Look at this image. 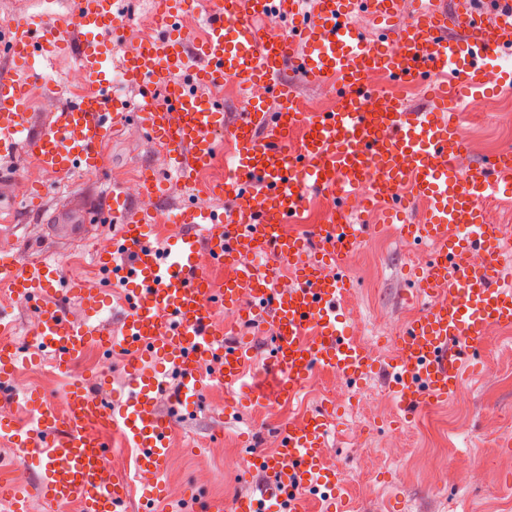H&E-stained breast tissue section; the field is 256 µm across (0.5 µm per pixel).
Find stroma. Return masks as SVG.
Masks as SVG:
<instances>
[{
	"label": "stroma",
	"mask_w": 512,
	"mask_h": 512,
	"mask_svg": "<svg viewBox=\"0 0 512 512\" xmlns=\"http://www.w3.org/2000/svg\"><path fill=\"white\" fill-rule=\"evenodd\" d=\"M68 12L67 0H0V23L19 22L35 14L62 18ZM75 62L74 56L64 54L40 64L33 72H20L37 120L48 119L52 109L64 101L78 99L79 93L73 88L57 94L44 81L49 73L66 74ZM102 151L107 167L103 175L93 177L81 171L66 179L46 175L23 151L0 159V183L14 191L13 223L0 228V255L56 262L63 279L62 305L77 314L82 311L77 288L101 280L94 251L97 238L118 237L122 228L117 224H95L88 228L86 239L63 240L52 228L55 210L88 184H95L100 190L114 182L124 184L148 165L164 179V195L157 207L165 220L152 225L147 238L169 244L177 229L174 218L184 201V189L176 178L168 176L162 151L142 131L126 128L107 141ZM32 180L38 181L43 190L42 206L36 211L25 208L27 185ZM421 207L419 200H408L403 219L377 224L362 244L372 254L375 268L364 271L356 280L352 301L368 318L381 315L398 321L407 309L420 312L426 306L425 301L406 298L409 288L426 275L427 269L412 263L413 248L399 233L402 222L417 219ZM223 317V309H214L215 323L224 324ZM224 326L225 342L238 343L252 351L246 367L247 383L257 390L270 391L275 376L264 368L271 349L267 329L261 321L242 317ZM494 358L500 360L506 380L491 388L480 375ZM54 360L52 353L40 351L28 366L35 375L34 392L51 402L59 401L71 380L68 372L55 367ZM111 364V369L91 374L87 380L92 390L109 401L126 397L131 389L127 355L113 353ZM471 365L472 375L460 395L468 406L464 420L453 419L452 408L447 405L422 412L412 425L400 428L394 421L397 406L391 401L360 438L352 431L349 401L334 402L329 398L336 379L328 375L326 368H315L318 386L300 388L292 401H266L255 412L237 418L225 415V393L216 383H209L197 400L180 407L177 413L169 445L185 449L184 463L166 468L161 481L192 490L194 512H204V501L210 497L229 504L244 496L261 498L272 475L259 471L246 479L225 472V453L240 459L254 454L274 455L277 431L290 417L324 410L333 418L326 438L324 469L339 475L355 471L354 451L358 448L366 451L373 464L364 483L338 484L337 491L345 497L349 512H501V504H512V336L503 340L496 353L475 349ZM492 414L501 418L500 429H490L488 417ZM396 432L403 434L405 447L387 449L386 440ZM466 463L486 466L489 486L464 482L461 467Z\"/></svg>",
	"instance_id": "stroma-1"
}]
</instances>
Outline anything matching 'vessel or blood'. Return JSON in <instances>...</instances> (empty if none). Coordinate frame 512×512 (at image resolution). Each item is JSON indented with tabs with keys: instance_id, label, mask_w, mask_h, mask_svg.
Wrapping results in <instances>:
<instances>
[{
	"instance_id": "vessel-or-blood-1",
	"label": "vessel or blood",
	"mask_w": 512,
	"mask_h": 512,
	"mask_svg": "<svg viewBox=\"0 0 512 512\" xmlns=\"http://www.w3.org/2000/svg\"><path fill=\"white\" fill-rule=\"evenodd\" d=\"M304 2L159 0L162 35L137 44L122 64L125 82L144 92L135 109L111 92L112 45L103 34L127 27L117 0H72L65 19L33 16L0 32V157L23 147L45 173L96 175L105 166L103 144L135 126L161 146L168 168L188 192L177 217L188 230L165 255L147 245L144 236L158 221L154 203L163 187L153 172L141 177L136 193L116 184L103 203L77 195L69 209L55 213L57 232L71 238L90 224L122 227L97 255L103 285L79 291L82 317L61 306L60 270L54 263L0 257V289L33 306L37 326L30 342L52 350L59 366L72 363L91 342L105 351L116 345L89 324L108 303L107 286L116 284L127 306L117 345L133 360L158 355L177 365L181 396H199L204 383L197 368L210 362H219L212 376L225 390L242 382L243 349L225 344L223 330L211 324L218 306L261 316L274 342L267 366L279 377L278 398L294 396L319 366L360 380L371 364L342 327L339 309L353 288L346 258L365 241L367 227L349 223L345 203L361 192L397 216V197L406 183L427 215L423 223L403 225V237L414 246L429 241L439 246L412 294L446 290L453 300L429 304L398 338L390 391L404 420L456 397L485 327L512 323V280L501 276L503 257L486 266L464 262L467 252L487 248L498 234L496 226L485 223L482 204L495 194L512 195V150L464 169L457 166L464 97L479 98L487 72L512 57V0H491L483 12L464 0L456 37L448 33V12L440 0H430L402 29L393 22L403 0H315L310 10ZM358 13L382 23L383 39L370 38L352 24ZM189 16L206 27L191 44L178 29ZM64 52L76 56L82 77L96 92L34 123L16 69L34 68ZM289 66L311 83L335 81L338 108L300 111L299 98L282 79ZM372 70L432 87V106L400 111L367 83ZM179 71L201 85L236 81L244 112L237 121L225 122L223 101L199 99L174 81ZM258 85L276 100V114H269L265 100L253 98ZM225 146L231 161L223 183L197 182L198 171ZM312 190L338 200L336 222L312 225L306 238L284 233L283 225L295 222ZM211 195L230 201V209L205 206L204 198ZM312 238L320 244L314 254L308 250ZM203 253L229 269L223 284L213 283L199 267ZM328 262L334 263L335 276H321L319 268ZM284 266L292 268L293 278L276 277ZM6 333L0 324L4 389L22 358ZM130 374L132 391L113 403L75 380L63 406L27 396L35 412L31 426L0 420V441L38 464L35 494L47 512H67L74 502L83 512H125L130 480L112 471L104 431H111L123 448L136 449V471L163 473L175 420L158 406L159 380L135 368ZM330 424L323 411L285 424L277 453L248 457L245 473L276 474L268 493L287 503L288 512H301L320 486L329 491L324 512H344L334 493L338 477L322 467ZM107 470L112 473L108 482L102 478Z\"/></svg>"
}]
</instances>
